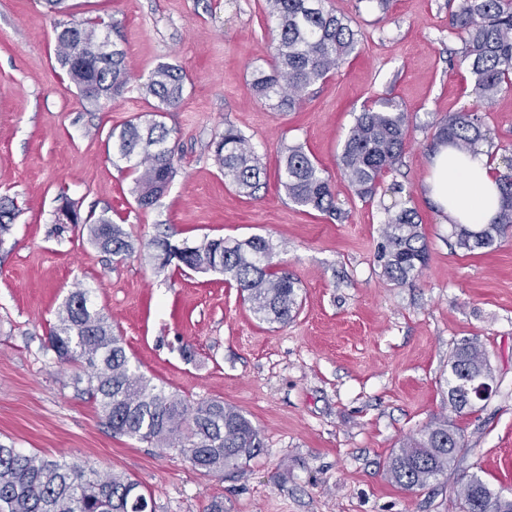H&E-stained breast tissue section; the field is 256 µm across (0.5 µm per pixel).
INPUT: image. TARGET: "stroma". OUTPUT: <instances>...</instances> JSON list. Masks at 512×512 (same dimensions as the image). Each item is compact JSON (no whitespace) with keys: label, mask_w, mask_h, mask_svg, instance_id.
Wrapping results in <instances>:
<instances>
[{"label":"stroma","mask_w":512,"mask_h":512,"mask_svg":"<svg viewBox=\"0 0 512 512\" xmlns=\"http://www.w3.org/2000/svg\"><path fill=\"white\" fill-rule=\"evenodd\" d=\"M72 19L118 28L135 80L171 62L187 73L167 112L179 157L168 191L143 210L135 176L108 156L112 129L153 111L136 87L82 101L57 62L45 0H0V197L19 214L0 244V444L49 459L87 461L141 483L155 512H458L471 474L512 494V237L459 249L428 197L431 123L476 105L450 25L459 0H328L361 33L357 54L283 112L251 90L274 55L264 0H67ZM393 98L411 113L402 164L372 199L348 186L339 157L364 105ZM498 156L512 155V90L484 107ZM234 125L265 170L255 196L238 193L209 145ZM303 145L332 180L341 217L294 205L278 183L285 149ZM107 214L137 251L112 262L80 226L56 236L59 195ZM414 209L428 245L412 284L390 282L376 258L384 208ZM194 245L260 235L298 282L302 308L260 321L235 283L214 272L153 268L156 235ZM92 290L132 362L187 403L215 399L247 415L265 448L237 470L207 474L174 452L112 436L73 384L76 367L47 350L68 292ZM478 338L493 394L450 416L448 356ZM452 417L468 451L423 489L390 479L387 461L416 430Z\"/></svg>","instance_id":"stroma-1"}]
</instances>
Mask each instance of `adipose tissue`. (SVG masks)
<instances>
[{
    "label": "adipose tissue",
    "instance_id": "obj_1",
    "mask_svg": "<svg viewBox=\"0 0 512 512\" xmlns=\"http://www.w3.org/2000/svg\"><path fill=\"white\" fill-rule=\"evenodd\" d=\"M427 189L449 223L470 228L489 223L501 205L498 183L484 154L436 145L430 154Z\"/></svg>",
    "mask_w": 512,
    "mask_h": 512
}]
</instances>
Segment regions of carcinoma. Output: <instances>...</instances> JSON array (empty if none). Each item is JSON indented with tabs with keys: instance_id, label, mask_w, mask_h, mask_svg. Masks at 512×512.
Here are the masks:
<instances>
[{
	"instance_id": "1",
	"label": "carcinoma",
	"mask_w": 512,
	"mask_h": 512,
	"mask_svg": "<svg viewBox=\"0 0 512 512\" xmlns=\"http://www.w3.org/2000/svg\"><path fill=\"white\" fill-rule=\"evenodd\" d=\"M326 0H265L277 21L274 62L253 73L251 89L281 111L296 108L307 89L338 72L358 50V31L351 21L326 8ZM451 25L462 41L461 61L473 77L472 91L481 102L492 103L512 88V0H460ZM116 29L100 19L55 24L57 59L76 85L81 99L98 102L118 97L133 79L126 52L117 42L106 50L101 33ZM186 74L161 63L141 84L157 100L144 118L112 130V155L131 164L136 174L139 207L147 209L168 190L177 172V158L168 146L170 130L163 115L177 107ZM410 114L390 98L363 107L356 116L340 155L341 169L359 198L374 196L380 178L401 163ZM434 141L460 152H476L492 136L476 111L450 112L435 122ZM224 179L241 194L260 188L259 159L248 138L233 125L210 144ZM496 170L502 205L487 224L473 231L453 225L456 245L469 252L492 250L512 235V156ZM279 182L298 207L336 211L331 179L301 145H291L280 159ZM53 223L61 234V217L86 229L88 240L119 263L136 247L121 225L101 214L82 215L67 196L59 197ZM17 209L0 198V244L11 231ZM384 242L378 258L384 274L405 286L425 265L427 243L421 221L411 208L385 209ZM158 271L172 262L194 272L218 271L236 282L253 312L268 323L285 324L299 312L302 301L296 281L273 265V246L261 236L244 240L211 239L186 248L167 237L150 241ZM87 289L70 293L56 312L49 333V349L62 363L85 369L74 383L97 405L103 423L115 436L174 450L205 473L234 470L259 455L261 433L240 410L222 401L201 400L194 405L154 384L127 356L121 336L108 318L92 310ZM448 372V407L460 414L472 405L457 398L469 379L493 375L486 351L476 338L462 340L452 351ZM467 452L462 431L448 418L433 421L402 442L389 458L390 478L406 490L422 489L452 469ZM139 482L121 473L102 474L60 459L23 453L0 444V512H153L151 497L135 498L130 488ZM459 512H512V496L491 488L472 474L457 494Z\"/></svg>"
}]
</instances>
